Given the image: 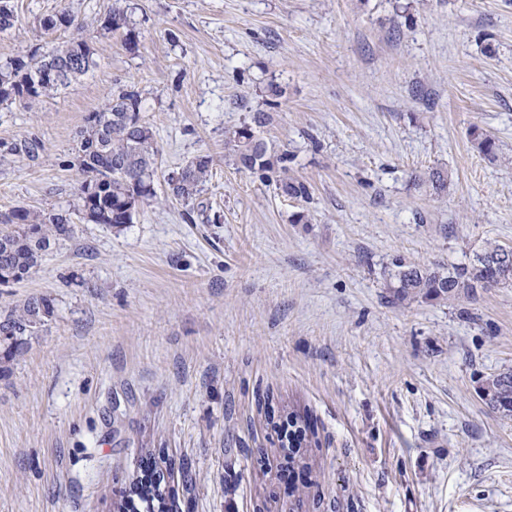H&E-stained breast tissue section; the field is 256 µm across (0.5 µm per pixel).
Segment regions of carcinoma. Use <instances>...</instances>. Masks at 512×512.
Masks as SVG:
<instances>
[{"instance_id":"carcinoma-1","label":"carcinoma","mask_w":512,"mask_h":512,"mask_svg":"<svg viewBox=\"0 0 512 512\" xmlns=\"http://www.w3.org/2000/svg\"><path fill=\"white\" fill-rule=\"evenodd\" d=\"M74 18L62 11L43 20L47 30L69 28ZM106 33L123 31L125 45L134 50L139 32L131 22L128 10L115 6L101 23ZM94 52L82 38L72 39L63 48L41 58L11 59L0 63V103L36 100L67 87L71 81L86 74L94 65ZM63 66L53 76L44 77L48 61ZM144 102L139 92L121 89L100 110L91 113L80 131L77 150L78 171L82 181L78 188L74 211L92 224L120 228L131 223L143 204L154 196L157 148L154 134L143 117ZM267 115L257 112L253 124H245L228 132L225 148L235 168L245 174L270 179L276 165L287 161L271 154L267 142L258 134ZM212 159L198 155L178 171L168 175L170 195L189 204L206 180ZM277 188L291 198L309 197V186L298 178L281 176ZM0 285L18 282L39 265L51 243L74 234L70 218L61 214L44 215L24 208L0 212ZM389 273L393 296L398 300L417 297L439 299L456 297L476 288H488L512 282V250L495 246L475 256L463 269L444 271L419 268L402 261L394 263ZM51 313L45 298L30 299L20 312L0 319V341L11 347L26 344V337L35 335ZM482 396L490 406L505 416H512V373L490 379ZM170 490L161 488L151 477H137L130 482L127 499L116 505L117 512H127L139 501L146 512H155L165 504Z\"/></svg>"}]
</instances>
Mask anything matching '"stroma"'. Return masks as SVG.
<instances>
[{
    "label": "stroma",
    "mask_w": 512,
    "mask_h": 512,
    "mask_svg": "<svg viewBox=\"0 0 512 512\" xmlns=\"http://www.w3.org/2000/svg\"><path fill=\"white\" fill-rule=\"evenodd\" d=\"M9 2L0 62L80 35L95 64L0 104V212L69 208L79 132L118 89L158 155L132 224L76 222L0 286V318L52 307L0 342V512H112L168 459L193 478L173 512H512V417L481 396L512 372V284L400 301L387 276L512 249V0H126L134 50L98 34L113 0ZM256 112L309 198L233 166L225 133ZM200 154L194 203L168 197ZM291 412L316 436L284 465L268 418ZM50 313L47 299H30L20 312H11L3 320L0 318V341H11L14 349L23 346L27 337L34 336L44 325L45 318Z\"/></svg>",
    "instance_id": "1"
}]
</instances>
